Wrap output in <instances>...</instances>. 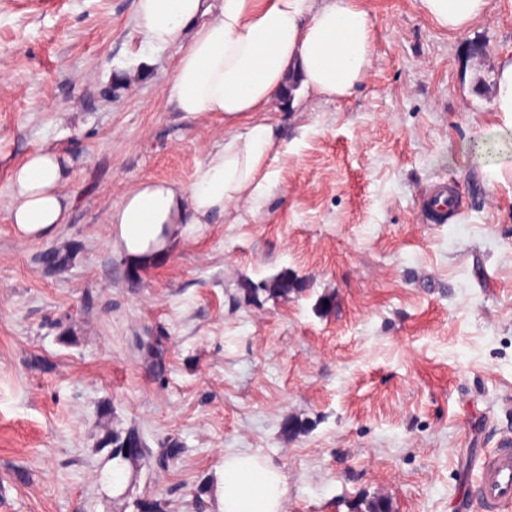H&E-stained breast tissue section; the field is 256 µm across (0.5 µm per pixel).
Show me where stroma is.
I'll list each match as a JSON object with an SVG mask.
<instances>
[{
    "mask_svg": "<svg viewBox=\"0 0 512 512\" xmlns=\"http://www.w3.org/2000/svg\"><path fill=\"white\" fill-rule=\"evenodd\" d=\"M134 3L0 0V512H197L237 452L283 472L285 512H482L475 460L512 447V148L491 109L512 0L456 33L416 0H359L363 83L276 100L268 193L144 272L107 212L140 181L190 182L224 122L167 103L179 47L132 74ZM44 144L75 158L76 205L24 240L10 172ZM442 179L460 210L433 224L420 195ZM112 428L182 452L113 483Z\"/></svg>",
    "mask_w": 512,
    "mask_h": 512,
    "instance_id": "stroma-1",
    "label": "stroma"
}]
</instances>
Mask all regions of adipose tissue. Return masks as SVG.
Returning <instances> with one entry per match:
<instances>
[{
    "label": "adipose tissue",
    "mask_w": 512,
    "mask_h": 512,
    "mask_svg": "<svg viewBox=\"0 0 512 512\" xmlns=\"http://www.w3.org/2000/svg\"><path fill=\"white\" fill-rule=\"evenodd\" d=\"M416 3L442 29L460 32L487 14L490 0ZM135 20L149 49L136 67L180 47L168 101L190 116L224 118L222 142L206 151L190 182L142 181L107 214L116 251L149 269L202 225L266 194L278 136L267 117L272 102L293 78L317 96H350L372 64V23L357 0H135ZM72 165L68 153L44 145L13 167L7 220L18 237L48 240L68 222ZM284 495L283 474L266 460L225 456L216 512H283Z\"/></svg>",
    "instance_id": "adipose-tissue-1"
}]
</instances>
